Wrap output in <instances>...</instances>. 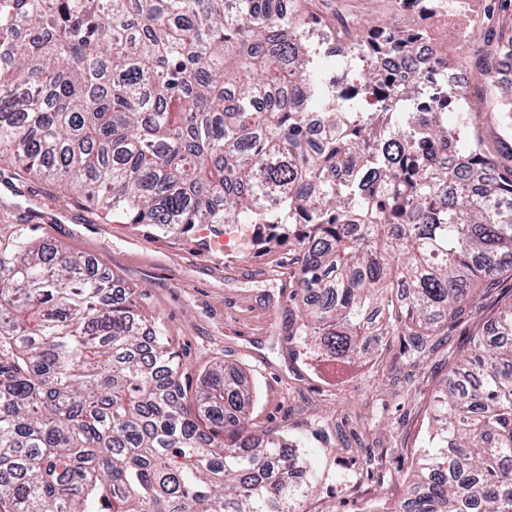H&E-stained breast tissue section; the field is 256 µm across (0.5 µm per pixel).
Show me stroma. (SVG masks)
Returning <instances> with one entry per match:
<instances>
[{
  "instance_id": "stroma-1",
  "label": "stroma",
  "mask_w": 512,
  "mask_h": 512,
  "mask_svg": "<svg viewBox=\"0 0 512 512\" xmlns=\"http://www.w3.org/2000/svg\"><path fill=\"white\" fill-rule=\"evenodd\" d=\"M327 21L364 28L399 15L395 0H312ZM512 38V5L479 0L470 12L438 17L432 37L448 64L475 72L484 38ZM247 224L218 238L200 228L182 235L105 218L63 189L0 163V254L15 245L51 246L97 261L104 275L136 293L159 316L194 396L206 370L235 366L252 387L256 430L306 447L314 492L299 512H362L399 499L427 429L432 396L444 383L477 321L462 316L430 337L418 365L398 338L370 341L361 364L341 370L300 343L294 246L255 258Z\"/></svg>"
}]
</instances>
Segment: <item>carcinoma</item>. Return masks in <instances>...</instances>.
<instances>
[{"label":"carcinoma","instance_id":"carcinoma-1","mask_svg":"<svg viewBox=\"0 0 512 512\" xmlns=\"http://www.w3.org/2000/svg\"><path fill=\"white\" fill-rule=\"evenodd\" d=\"M294 2L0 0V160L127 224H268L298 245L303 345L345 366L394 336L414 364L512 272V143L481 135L512 130V101L451 130L468 89L441 81V58L339 72L338 30ZM369 32L407 49L403 27ZM509 56L497 42L486 86ZM112 288L48 246L0 257V512H296L307 455L249 427L237 368L188 401L161 320ZM393 293L397 313L373 320ZM487 322L383 512H512V300Z\"/></svg>","mask_w":512,"mask_h":512}]
</instances>
